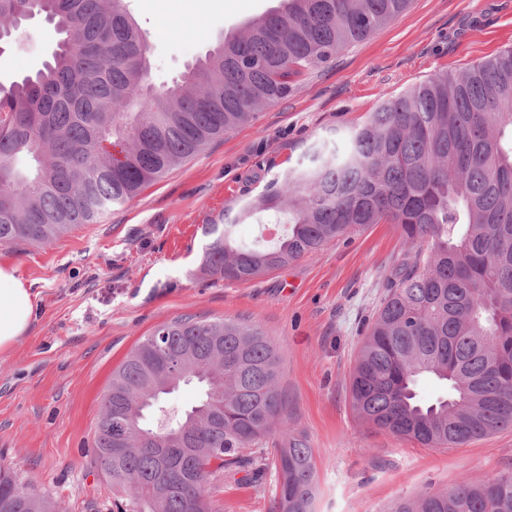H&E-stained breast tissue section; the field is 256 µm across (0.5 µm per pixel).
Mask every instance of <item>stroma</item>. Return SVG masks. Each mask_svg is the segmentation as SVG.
Segmentation results:
<instances>
[{
	"instance_id": "35a3bbf8",
	"label": "stroma",
	"mask_w": 512,
	"mask_h": 512,
	"mask_svg": "<svg viewBox=\"0 0 512 512\" xmlns=\"http://www.w3.org/2000/svg\"><path fill=\"white\" fill-rule=\"evenodd\" d=\"M278 0H132L152 46L155 84L258 18ZM57 37L35 17L0 53V82L36 71ZM512 47V0H412L369 38L303 76L253 124L211 142L95 224L43 246H0L34 296L29 330L0 351V463L33 475L59 512L111 504V481L91 464L101 397L142 336L193 315L260 328L278 348L289 427L312 448L314 512H385L400 498L512 469V428L454 448H425L360 422L350 375L362 325L388 292L406 250L396 225L373 224L246 283L200 271L203 225L302 162L343 147L348 132L389 98L458 73ZM274 468L262 479L225 471L219 512H272Z\"/></svg>"
}]
</instances>
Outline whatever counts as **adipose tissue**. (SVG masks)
Here are the masks:
<instances>
[{"label": "adipose tissue", "mask_w": 512, "mask_h": 512, "mask_svg": "<svg viewBox=\"0 0 512 512\" xmlns=\"http://www.w3.org/2000/svg\"><path fill=\"white\" fill-rule=\"evenodd\" d=\"M33 296L17 270L0 265V351L22 339L31 323Z\"/></svg>", "instance_id": "obj_1"}]
</instances>
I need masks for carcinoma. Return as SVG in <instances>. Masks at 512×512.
Returning a JSON list of instances; mask_svg holds the SVG:
<instances>
[{"label": "carcinoma", "mask_w": 512, "mask_h": 512, "mask_svg": "<svg viewBox=\"0 0 512 512\" xmlns=\"http://www.w3.org/2000/svg\"><path fill=\"white\" fill-rule=\"evenodd\" d=\"M410 3L282 0L157 86L128 0H0V41L34 15L61 35L41 69L0 83V245L46 246L97 223ZM270 211L287 225L273 245H239L236 225ZM371 224L397 225L408 249L364 328L356 417L427 448L512 427V48L382 102L344 153L314 148L204 225L201 271L248 282ZM278 368L275 345L241 321L181 316L140 340L112 372L94 438V466L124 492L118 512H214L225 467L260 473L270 458L276 512H311L314 455L287 428ZM422 379L446 391L426 402ZM193 382L194 405L168 401ZM120 442L127 451L111 454ZM36 485L0 469V512H56ZM388 512H512V471Z\"/></svg>", "instance_id": "cac0c4a2"}]
</instances>
